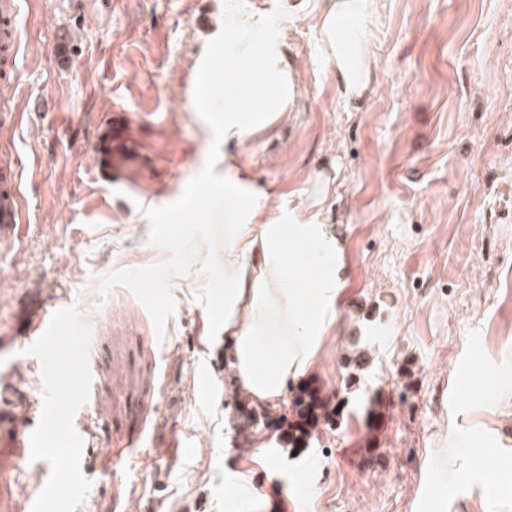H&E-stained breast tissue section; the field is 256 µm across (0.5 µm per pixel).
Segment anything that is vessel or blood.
I'll return each mask as SVG.
<instances>
[{"instance_id":"obj_1","label":"vessel or blood","mask_w":512,"mask_h":512,"mask_svg":"<svg viewBox=\"0 0 512 512\" xmlns=\"http://www.w3.org/2000/svg\"><path fill=\"white\" fill-rule=\"evenodd\" d=\"M21 0H0V63L15 65L21 46ZM136 149L126 134V126L121 115H114L111 127L95 141L92 150L98 161L111 163L124 155L133 154ZM24 217L23 193L16 163L13 159L0 160V243L8 246L22 240ZM65 340L64 354L43 358L46 374L57 372L69 360L82 358V348L77 336V328L69 311L43 305L32 320L23 322L16 336L10 337L13 345L38 349L45 344ZM49 407H41L39 402L30 400L17 386L11 371L0 372V426L19 432V447L36 449L43 440V433L36 429L39 420L62 418L65 400L59 393H52ZM73 463L84 471L94 470L101 457L99 449L93 448L91 441L82 432L70 434Z\"/></svg>"}]
</instances>
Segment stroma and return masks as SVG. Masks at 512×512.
Masks as SVG:
<instances>
[{
    "mask_svg": "<svg viewBox=\"0 0 512 512\" xmlns=\"http://www.w3.org/2000/svg\"><path fill=\"white\" fill-rule=\"evenodd\" d=\"M213 0H22V46L0 85L20 162L23 243L0 250V337L38 303L70 308L85 358L56 389L74 413L42 454L0 446V512H512V0H379L373 67L347 99L320 58L319 0H222L224 38L273 40L296 96L273 126L225 145L278 224L327 190L347 284L307 384L343 400L333 430L294 448L272 425L260 464L232 372L211 344L224 310L215 224H160L199 193L213 151L186 91ZM141 142L125 178L90 153L113 113ZM214 390L193 399V366ZM43 400L38 357L0 345V371ZM378 413L367 421L370 400ZM94 428L103 467L68 474Z\"/></svg>",
    "mask_w": 512,
    "mask_h": 512,
    "instance_id": "35a3bbf8",
    "label": "stroma"
}]
</instances>
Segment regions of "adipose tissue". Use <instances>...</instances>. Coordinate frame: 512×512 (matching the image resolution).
Returning <instances> with one entry per match:
<instances>
[{
	"label": "adipose tissue",
	"mask_w": 512,
	"mask_h": 512,
	"mask_svg": "<svg viewBox=\"0 0 512 512\" xmlns=\"http://www.w3.org/2000/svg\"><path fill=\"white\" fill-rule=\"evenodd\" d=\"M376 0H324L318 14L323 58L347 96L362 95L372 67L370 18ZM202 44L188 90L192 111L205 113L214 143L241 139L283 114L293 83L275 47L265 52L264 90L251 95L224 70L223 19ZM207 208L224 226V317L214 339L224 363L253 406L278 411L288 385L307 376L332 325L345 286L342 241L323 224H266L265 201L239 179L234 165L209 162Z\"/></svg>",
	"instance_id": "obj_1"
}]
</instances>
